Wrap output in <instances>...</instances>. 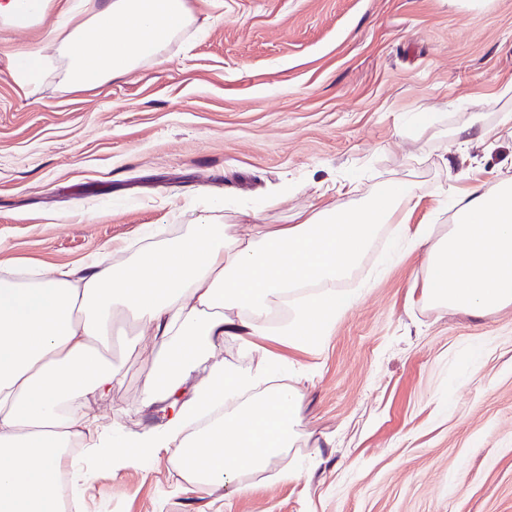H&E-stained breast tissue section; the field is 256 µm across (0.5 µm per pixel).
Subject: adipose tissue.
<instances>
[{
    "label": "adipose tissue",
    "instance_id": "obj_1",
    "mask_svg": "<svg viewBox=\"0 0 512 512\" xmlns=\"http://www.w3.org/2000/svg\"><path fill=\"white\" fill-rule=\"evenodd\" d=\"M190 20L187 0H69L47 38L68 58L69 89L98 88L160 61ZM352 190L327 188L329 204L287 224L252 225L244 237L203 217L124 263L105 250L77 269L1 276L0 512H62L50 488L65 469L86 485L163 451L187 483L241 491L243 475L266 470L292 447L303 419L290 366L260 350L258 338L273 331L319 354L356 299L337 281L384 227L420 255L423 304L476 318L512 306V178L449 199L453 222L442 232L400 221L416 206L412 182L383 183L356 208L339 204ZM278 300L290 314L274 327ZM121 321L153 338L156 373L143 402L168 403L164 424L135 435L114 433L88 404L121 376L108 353ZM228 336L259 352V362L214 361L208 379L182 398L184 377ZM76 444L87 448L89 464L69 455Z\"/></svg>",
    "mask_w": 512,
    "mask_h": 512
}]
</instances>
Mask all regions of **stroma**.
Returning a JSON list of instances; mask_svg holds the SVG:
<instances>
[{
    "label": "stroma",
    "instance_id": "obj_1",
    "mask_svg": "<svg viewBox=\"0 0 512 512\" xmlns=\"http://www.w3.org/2000/svg\"><path fill=\"white\" fill-rule=\"evenodd\" d=\"M189 2L163 63L89 91L66 89L55 49L27 85L7 56L40 46L58 6L0 25V268L76 267L204 215L243 235L347 182L355 206L412 181L411 224H447L467 179L512 178V140L477 137L512 114V0ZM396 247L379 236L343 280L362 294L319 355L264 339L304 375L303 420L244 491L179 487L163 452L88 486L80 512H512V307L418 302L420 258ZM151 351L115 346L123 374L90 401L118 432L162 420L141 398Z\"/></svg>",
    "mask_w": 512,
    "mask_h": 512
}]
</instances>
